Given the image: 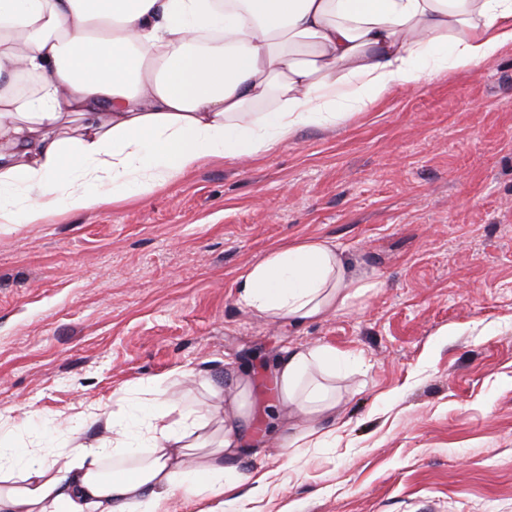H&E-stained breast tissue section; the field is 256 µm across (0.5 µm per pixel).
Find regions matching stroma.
Returning a JSON list of instances; mask_svg holds the SVG:
<instances>
[{"mask_svg":"<svg viewBox=\"0 0 512 512\" xmlns=\"http://www.w3.org/2000/svg\"><path fill=\"white\" fill-rule=\"evenodd\" d=\"M374 288L298 329L238 305L293 240ZM357 355L332 448L257 462L253 512H512V46L243 164L0 232V432L67 447L77 414L167 372L247 368L264 418L286 345Z\"/></svg>","mask_w":512,"mask_h":512,"instance_id":"35a3bbf8","label":"stroma"}]
</instances>
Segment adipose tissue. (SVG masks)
Instances as JSON below:
<instances>
[{
    "instance_id": "ef3b65f1",
    "label": "adipose tissue",
    "mask_w": 512,
    "mask_h": 512,
    "mask_svg": "<svg viewBox=\"0 0 512 512\" xmlns=\"http://www.w3.org/2000/svg\"><path fill=\"white\" fill-rule=\"evenodd\" d=\"M512 44V0H0V231L140 196L206 160L239 162L333 128L392 91L493 60ZM37 77L28 94L19 76ZM271 103L268 112L260 111ZM82 134L60 136L70 115ZM322 238L266 252L240 277L239 304L273 323L326 320L372 290ZM336 348L286 346L270 384L283 450L336 444ZM122 397L85 413L96 449L132 461L108 478L88 449L23 450L0 439V512H169L176 491L210 512L244 505L269 471L241 470L265 451L246 438L251 379L203 380L204 413L169 397Z\"/></svg>"
}]
</instances>
